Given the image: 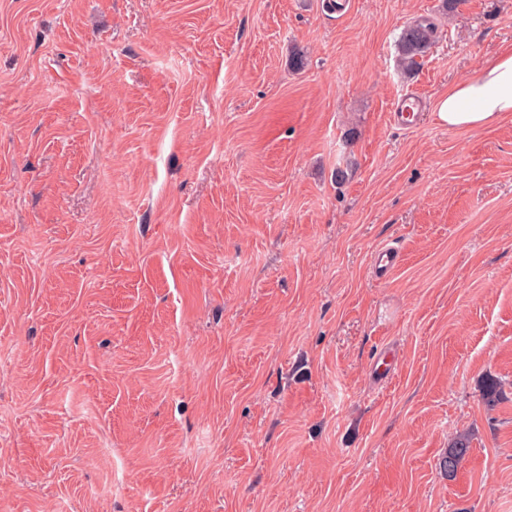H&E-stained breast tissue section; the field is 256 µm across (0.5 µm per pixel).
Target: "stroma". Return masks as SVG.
Wrapping results in <instances>:
<instances>
[{"label":"stroma","instance_id":"35a3bbf8","mask_svg":"<svg viewBox=\"0 0 512 512\" xmlns=\"http://www.w3.org/2000/svg\"><path fill=\"white\" fill-rule=\"evenodd\" d=\"M509 46L512 0H0V512H512V116L436 117ZM436 28L430 22H418L407 26L400 38V64L412 69L418 64L433 42ZM421 96L414 91L408 92L396 101L390 116L399 126L407 127L411 113L421 108ZM399 264L398 252L392 247L378 249L372 259L374 274L383 280L391 274ZM468 433L459 434L448 446V452L441 458L440 468L448 475L454 477L470 448Z\"/></svg>","mask_w":512,"mask_h":512}]
</instances>
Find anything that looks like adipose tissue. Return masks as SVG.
<instances>
[{"mask_svg":"<svg viewBox=\"0 0 512 512\" xmlns=\"http://www.w3.org/2000/svg\"><path fill=\"white\" fill-rule=\"evenodd\" d=\"M438 120L451 129L494 125L512 114V49L490 58L472 78L449 87L436 107Z\"/></svg>","mask_w":512,"mask_h":512,"instance_id":"adipose-tissue-1","label":"adipose tissue"}]
</instances>
